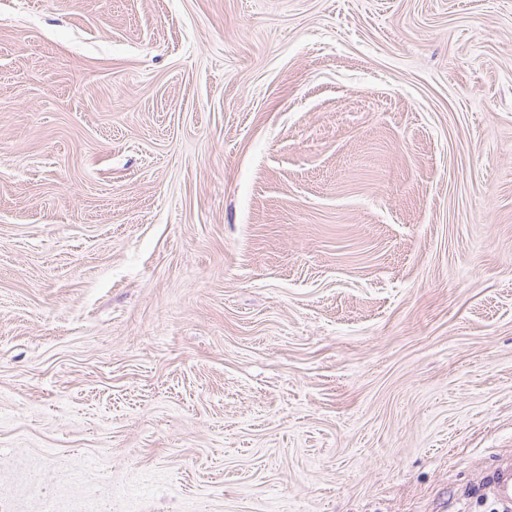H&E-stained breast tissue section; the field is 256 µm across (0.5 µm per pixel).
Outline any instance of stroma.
<instances>
[{"label": "stroma", "instance_id": "obj_1", "mask_svg": "<svg viewBox=\"0 0 512 512\" xmlns=\"http://www.w3.org/2000/svg\"><path fill=\"white\" fill-rule=\"evenodd\" d=\"M512 0H0V512H498Z\"/></svg>", "mask_w": 512, "mask_h": 512}]
</instances>
